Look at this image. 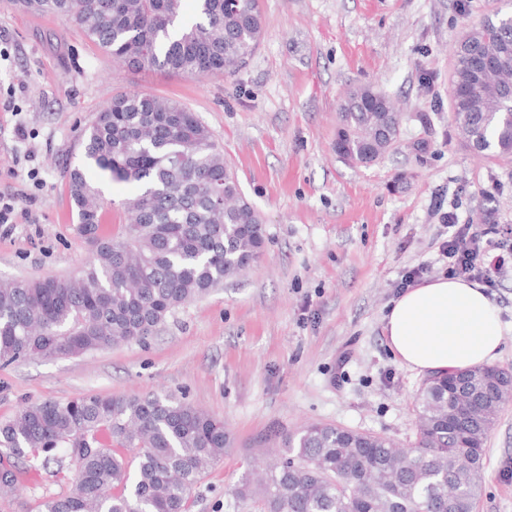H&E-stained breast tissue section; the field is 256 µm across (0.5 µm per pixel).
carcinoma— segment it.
Returning a JSON list of instances; mask_svg holds the SVG:
<instances>
[{
	"instance_id": "cac0c4a2",
	"label": "carcinoma",
	"mask_w": 512,
	"mask_h": 512,
	"mask_svg": "<svg viewBox=\"0 0 512 512\" xmlns=\"http://www.w3.org/2000/svg\"><path fill=\"white\" fill-rule=\"evenodd\" d=\"M63 16L104 54L139 71L237 73L264 35L261 0H11ZM451 106L459 135L478 151L512 155V14L494 7L452 44ZM478 55L495 60L479 75ZM401 115L368 84L338 106L336 154L359 166L398 143ZM85 168L137 186L122 201L119 236L99 234L112 202L85 168L67 172L79 230L94 245L76 276L0 279V365L82 356L143 343L177 308L246 270L265 245L260 213L209 129L186 105L144 91L112 99L85 129ZM512 399V370L479 366L434 373L416 401L419 433L410 448L335 425L313 423L281 439L258 487L241 500L261 512H473L485 443ZM224 420L173 394H84L27 403L0 423V495L26 469L62 466L69 491L40 512H186L205 471L224 457ZM118 445L134 454L130 461Z\"/></svg>"
}]
</instances>
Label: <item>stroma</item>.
Wrapping results in <instances>:
<instances>
[{
	"mask_svg": "<svg viewBox=\"0 0 512 512\" xmlns=\"http://www.w3.org/2000/svg\"><path fill=\"white\" fill-rule=\"evenodd\" d=\"M265 35L231 77L134 71L66 19L0 4V278L78 272L91 246L65 173L80 134L113 97L134 90L195 112L261 214L260 258L223 287L176 309L146 344L0 368V421L27 403L88 393L165 392L224 420V457L187 512H257L234 489L284 435L333 424L405 448L416 433L424 373L390 351L384 315L405 272L445 274L448 230L435 194L460 223L512 247V156L480 154L449 107L451 43L493 7L473 0H262ZM367 83L401 109L399 145L357 167L333 150L337 106ZM492 197H485V190ZM488 295L503 329L497 366L512 369V270ZM512 402L486 443L474 512H512ZM73 465L27 473L0 512H40L65 494Z\"/></svg>",
	"mask_w": 512,
	"mask_h": 512,
	"instance_id": "stroma-1",
	"label": "stroma"
}]
</instances>
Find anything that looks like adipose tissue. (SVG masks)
Returning <instances> with one entry per match:
<instances>
[{"label": "adipose tissue", "mask_w": 512, "mask_h": 512, "mask_svg": "<svg viewBox=\"0 0 512 512\" xmlns=\"http://www.w3.org/2000/svg\"><path fill=\"white\" fill-rule=\"evenodd\" d=\"M394 355L408 367L446 372L494 362L503 333L484 289L458 278H438L395 298L384 316Z\"/></svg>", "instance_id": "obj_1"}]
</instances>
